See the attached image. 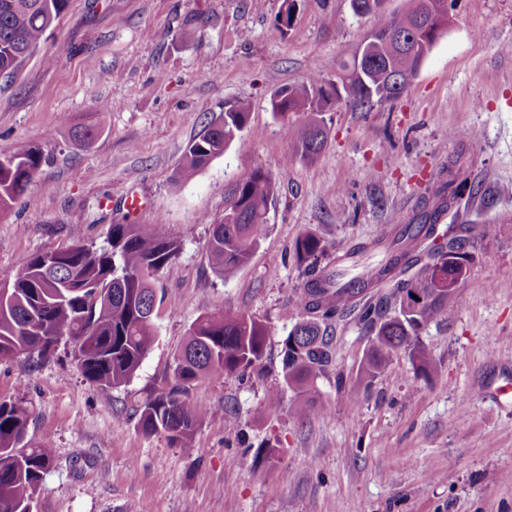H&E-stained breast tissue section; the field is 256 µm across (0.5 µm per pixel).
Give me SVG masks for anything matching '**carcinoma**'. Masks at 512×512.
Listing matches in <instances>:
<instances>
[{
    "label": "carcinoma",
    "mask_w": 512,
    "mask_h": 512,
    "mask_svg": "<svg viewBox=\"0 0 512 512\" xmlns=\"http://www.w3.org/2000/svg\"><path fill=\"white\" fill-rule=\"evenodd\" d=\"M369 0H351L356 15L372 16L373 26L352 59L336 63V78L316 71L306 82L285 87L271 99L273 115L288 124L303 160L314 159L327 142L322 113L336 104L361 111L389 101L404 89L395 78H411L420 69L437 39L448 30V0H410L401 13L366 8ZM68 0H0V71L16 72L36 50L42 36L65 11ZM245 101H228L219 116L223 128L206 132L184 153L177 179L193 177L224 153L249 119ZM43 156L34 149L0 159V210L17 203L34 182ZM453 181L444 182L432 202H424L416 224H402L396 235L381 234L376 244L387 259L346 280L339 269L322 273L318 267L325 245L311 231L294 245L297 263L308 277L295 303L304 314L288 333L282 348L283 381L303 391L333 356V321L355 313L373 334L364 372L374 378L391 354L410 349L413 363L426 373L431 368L418 331L446 320L454 301L435 274L455 273L456 261H468L471 227L462 224L457 235L434 245L426 256L415 255L409 244L436 233L441 214L457 203ZM276 179L261 168L238 181L224 222L215 224L206 246L214 272L227 275L246 266L267 223ZM178 244L161 227L143 230L136 224H114L107 245L93 249L75 245L58 252V262L44 268L42 254L27 267L0 281V358L35 354L45 358L63 338L74 344V359L83 375L101 388L118 387L136 373L155 336V292L151 278L176 258ZM383 281L389 292L358 297ZM419 299L411 306L405 300ZM266 324L243 313L203 314L190 326L187 342L175 357L174 383L151 394L139 407L143 431L164 433L189 447L205 410L183 398L185 386L200 377L239 373L259 366L265 356ZM30 409L17 402H0V504L9 512H30L43 475L54 455L47 445H23Z\"/></svg>",
    "instance_id": "carcinoma-1"
}]
</instances>
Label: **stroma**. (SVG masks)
I'll return each instance as SVG.
<instances>
[{"label":"stroma","mask_w":512,"mask_h":512,"mask_svg":"<svg viewBox=\"0 0 512 512\" xmlns=\"http://www.w3.org/2000/svg\"><path fill=\"white\" fill-rule=\"evenodd\" d=\"M284 7L69 0L37 52L0 79V158L43 156L27 195L0 214V278L39 253L105 245L115 224L160 226L180 245L155 275V340L128 383L101 389L65 342L36 362L0 360V401L29 406L26 445L55 455L34 512H512V408L486 391L512 380V0H455L400 97L324 112L327 144L312 161L297 158L271 98L318 63L349 58L371 23L350 0H296L281 29ZM237 99L251 106L246 128L177 181L189 142ZM85 128L92 140L77 138ZM255 167L278 179L267 222L250 262L220 277L206 257L211 227ZM452 168L464 182L440 223L482 235L452 316L420 335L430 372L400 349L364 378L372 335L347 319L309 387L311 408L294 418L281 350L306 281L295 240L314 232L330 267L394 214L412 219ZM132 192L145 202L133 213L122 205ZM236 311L270 328L261 374L188 385L206 411L191 447L143 433L137 410L172 382L191 324Z\"/></svg>","instance_id":"obj_1"}]
</instances>
